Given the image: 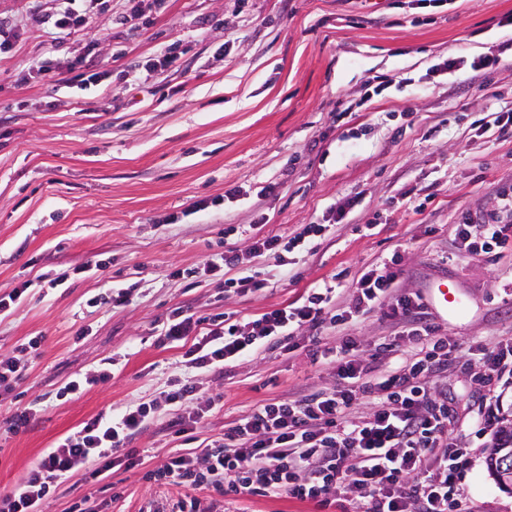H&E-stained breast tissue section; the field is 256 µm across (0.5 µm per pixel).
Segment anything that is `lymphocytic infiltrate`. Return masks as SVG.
Here are the masks:
<instances>
[{"label": "lymphocytic infiltrate", "instance_id": "lymphocytic-infiltrate-1", "mask_svg": "<svg viewBox=\"0 0 512 512\" xmlns=\"http://www.w3.org/2000/svg\"><path fill=\"white\" fill-rule=\"evenodd\" d=\"M474 221L473 214L465 212L454 226L455 238L466 251L478 248L495 255L511 239L505 225L487 223L482 242H474ZM328 230L325 224H309L293 237L253 239L246 251L230 248L215 255L205 263L204 272L217 278L221 292L257 294L267 281L259 273L243 272L245 257H262L285 267L291 253L312 252L315 239ZM397 278L388 264L362 273L355 281L350 313L337 308L332 280L245 323L224 312L197 315L174 308L163 340L184 346L183 357L193 375L172 379L168 390L154 400L83 422L46 449L11 490L0 493V512H44L49 498L81 469L96 479L118 465L140 466L141 458L130 443L161 408L169 414L168 428L188 448L146 471L144 479L183 488L173 512H206L194 495L206 488L231 503L288 498L316 503L323 512L344 498L351 505L349 512H472L463 488L471 464L469 451L451 442L448 395L432 383L434 374L448 365V339L426 321L420 294L396 293ZM378 309L405 329L367 357L346 330L352 315ZM302 327L339 331L340 386L299 399L262 402L225 430L222 439L195 446L197 429L216 405L214 398L201 396L196 372H223L261 350L295 349L294 332ZM397 352L402 355L398 365L379 371L380 354ZM363 397L370 398V411L352 418L354 403Z\"/></svg>", "mask_w": 512, "mask_h": 512}]
</instances>
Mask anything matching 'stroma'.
<instances>
[{"label": "stroma", "mask_w": 512, "mask_h": 512, "mask_svg": "<svg viewBox=\"0 0 512 512\" xmlns=\"http://www.w3.org/2000/svg\"><path fill=\"white\" fill-rule=\"evenodd\" d=\"M56 8L0 0V21L15 27L12 51L0 55V294L28 287L0 315V359L39 340L26 378L0 394V492L82 422L154 399L185 373L182 348L159 338L171 309L252 317L336 276V302L349 310L353 278L395 257L399 291L423 293L444 278L467 303L460 319L426 311L452 357L438 386L453 408L451 437L471 451L463 486L474 512H512V492L486 470L492 435L469 430L492 390L501 418H512V379L488 384L482 362L512 339V249L495 262L462 252L452 229L466 211L512 221V127L476 125L512 109V0H98L96 27L58 48L90 59L102 74L93 84L32 71ZM131 12L136 26L118 23ZM170 45L175 61L152 69ZM462 48L501 63L474 82L436 71ZM430 184L428 202L416 190ZM232 187L239 196L225 198ZM228 224L237 234L225 235ZM309 224L331 230L314 253L296 254L292 273L251 260L268 281L255 297L231 294L219 307L215 285L190 288L175 276L225 248L247 249L250 237H292ZM63 273L65 284L51 287ZM128 281L138 288L127 306H89ZM295 340L294 351L201 376L204 396L221 397L204 436H222L264 400L337 385L322 355L332 330ZM107 358L110 380L57 398ZM29 402L37 421L10 432L12 413ZM165 417L157 412L132 443L142 469L115 471L106 484L76 472L48 512L84 496L100 512H170L180 490L142 478L180 447Z\"/></svg>", "instance_id": "35a3bbf8"}]
</instances>
